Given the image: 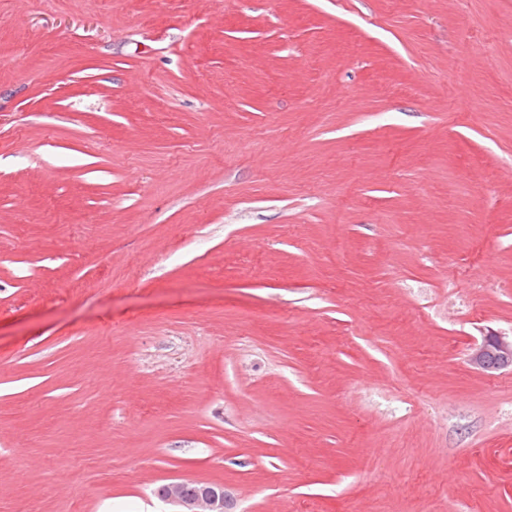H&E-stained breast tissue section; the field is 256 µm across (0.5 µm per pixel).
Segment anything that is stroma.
I'll return each instance as SVG.
<instances>
[{"mask_svg":"<svg viewBox=\"0 0 512 512\" xmlns=\"http://www.w3.org/2000/svg\"><path fill=\"white\" fill-rule=\"evenodd\" d=\"M491 331L512 0H0V512H512ZM470 364L478 371L492 375L502 370H512V337L488 334L482 336L470 349ZM160 498L176 505L177 512H225L224 485L195 480H180L163 485Z\"/></svg>","mask_w":512,"mask_h":512,"instance_id":"stroma-1","label":"stroma"}]
</instances>
